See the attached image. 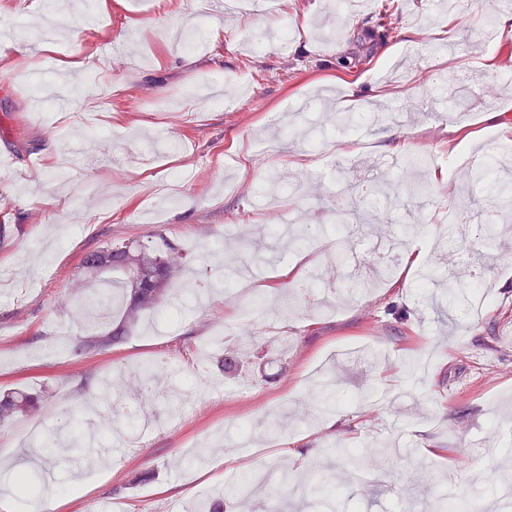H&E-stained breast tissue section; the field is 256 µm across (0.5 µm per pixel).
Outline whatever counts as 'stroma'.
Instances as JSON below:
<instances>
[{
  "label": "stroma",
  "instance_id": "35a3bbf8",
  "mask_svg": "<svg viewBox=\"0 0 512 512\" xmlns=\"http://www.w3.org/2000/svg\"><path fill=\"white\" fill-rule=\"evenodd\" d=\"M278 2L241 14L221 0H0L14 31L0 42V152L14 158L0 171V392L43 397L41 413L0 426V465L51 475L54 512L102 499L198 512L236 498L227 473L282 467L304 471L302 488L248 508L495 512L466 467L512 474V250L473 269L484 225L505 237L512 219L456 161L512 142V31L482 39L492 0H401L394 38L368 25L383 0ZM423 68L466 79L447 94L418 86ZM395 135L425 165L377 169L387 194L363 201L349 160L391 158ZM73 141L123 162L71 167ZM450 206L469 230L448 262L428 242L450 235ZM128 239L182 250L173 325L149 312L123 342L77 353L100 332L75 304L81 260ZM370 245L389 277L367 268ZM301 259L324 271L316 292L282 276ZM228 346L232 372L218 367ZM148 371L170 397L144 401L157 423L142 434L127 416ZM107 377L106 447L73 471L70 424ZM324 378L330 426L316 414ZM215 382L245 393L214 398ZM377 387L391 398L359 403ZM338 445L365 466L329 456Z\"/></svg>",
  "mask_w": 512,
  "mask_h": 512
}]
</instances>
